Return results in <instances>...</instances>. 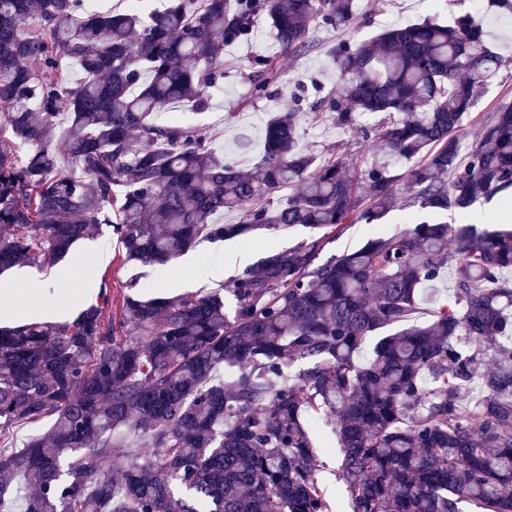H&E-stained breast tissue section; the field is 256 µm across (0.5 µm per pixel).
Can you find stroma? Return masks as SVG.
Returning a JSON list of instances; mask_svg holds the SVG:
<instances>
[{
	"instance_id": "1",
	"label": "stroma",
	"mask_w": 512,
	"mask_h": 512,
	"mask_svg": "<svg viewBox=\"0 0 512 512\" xmlns=\"http://www.w3.org/2000/svg\"><path fill=\"white\" fill-rule=\"evenodd\" d=\"M357 13L362 26L349 30L314 29L312 46L301 54L282 53L281 78L271 89L270 96L254 93L251 64L252 55L272 47L271 33H263L257 41L237 44L224 50V84L212 96L208 110L197 114L182 113V120L190 125L206 127L216 142L223 146L226 156L236 161L241 170L252 172L262 150V129L277 112L298 107L305 114L300 125V145L313 153L338 154L350 162L351 172L363 171L374 153L380 152L383 115L367 117L373 136L361 143L357 132L341 131L329 117L315 118L309 105L335 86L329 52L339 43L372 38L394 25L419 23L427 19L449 22L456 15L469 13L483 22L488 40L500 52L512 57V17L492 12L487 0H356ZM512 106V64L501 69L490 84L478 107L463 121L459 137L464 144L474 142L483 121L497 109ZM507 199L495 197L492 201H477L463 215L447 212L429 213L415 207L395 203L378 224H350L340 234L329 233L316 238L309 230L296 227L275 232L255 231L251 234L224 241L221 246L209 243L191 248L174 265L147 268L124 262L122 246L111 227H103L99 235L78 241L62 260L71 277L68 287L79 289L84 305L98 303L101 281H108L112 303H119L127 286L135 280L146 285L147 296L193 292L201 295L220 293L224 297L227 313H234L237 305L230 293L232 281L250 265L266 254L281 252L312 240L321 242V259L342 254L359 246L378 233L393 234L414 224L454 222L496 227V218L506 212ZM51 264L37 263L17 272L0 276V285H21L40 288L42 301L56 303L59 295L56 281L50 280ZM311 436L323 460L317 474L318 481L331 505V512H351L347 497L342 493L338 477L341 450L328 418L313 420Z\"/></svg>"
}]
</instances>
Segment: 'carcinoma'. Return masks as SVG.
<instances>
[{"mask_svg":"<svg viewBox=\"0 0 512 512\" xmlns=\"http://www.w3.org/2000/svg\"><path fill=\"white\" fill-rule=\"evenodd\" d=\"M357 17L355 0H168L147 19L0 0V273L61 259L104 224L124 260L164 265L257 229L376 224L401 183L446 212L511 190L512 106L470 147L458 136L512 62L469 14L332 51L336 89L310 109L346 130L389 114L385 157L358 185L342 159L299 147V108L269 119L251 173L205 128L160 117L205 111L224 47L259 19L299 54L315 27ZM252 65L265 95L277 60ZM226 210L242 220L219 222ZM317 245L235 279L231 319L217 293L128 295L108 314L102 286L71 323L0 327V512H331L312 412L335 423L352 512H512V231L420 223L322 263ZM446 269L453 292L412 322ZM42 420L13 447L16 425ZM116 459L118 474L104 467Z\"/></svg>","mask_w":512,"mask_h":512,"instance_id":"1","label":"carcinoma"}]
</instances>
